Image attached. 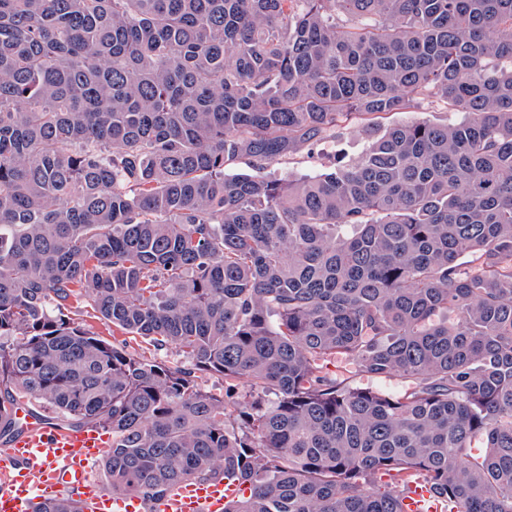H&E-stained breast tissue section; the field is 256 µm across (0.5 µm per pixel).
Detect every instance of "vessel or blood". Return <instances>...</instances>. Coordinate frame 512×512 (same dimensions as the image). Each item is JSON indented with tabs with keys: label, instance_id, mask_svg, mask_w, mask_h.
Masks as SVG:
<instances>
[{
	"label": "vessel or blood",
	"instance_id": "vessel-or-blood-1",
	"mask_svg": "<svg viewBox=\"0 0 512 512\" xmlns=\"http://www.w3.org/2000/svg\"><path fill=\"white\" fill-rule=\"evenodd\" d=\"M18 433L0 447V512H35L43 502L71 496L84 512H224L238 493V482L186 481L161 496L130 502L113 498L91 475V464L108 438L94 426L67 427L35 414L15 411ZM408 512H439L434 493L416 487Z\"/></svg>",
	"mask_w": 512,
	"mask_h": 512
}]
</instances>
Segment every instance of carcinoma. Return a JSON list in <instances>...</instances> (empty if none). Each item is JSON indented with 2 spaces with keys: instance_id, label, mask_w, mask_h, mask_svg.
I'll list each match as a JSON object with an SVG mask.
<instances>
[{
  "instance_id": "cac0c4a2",
  "label": "carcinoma",
  "mask_w": 512,
  "mask_h": 512,
  "mask_svg": "<svg viewBox=\"0 0 512 512\" xmlns=\"http://www.w3.org/2000/svg\"><path fill=\"white\" fill-rule=\"evenodd\" d=\"M426 101L462 119L384 123ZM353 116L355 162L266 173ZM23 402L112 433L114 495L512 512V0H0L1 439ZM70 316L111 344L120 345L126 339L127 350L137 357L166 360L171 366L180 365L184 361L173 345L157 349L148 340L138 336L133 339L131 335L122 333L113 328L112 325L104 324L94 316V312L86 300L78 304L74 303ZM328 371L336 376L338 379H346L347 382L359 386L370 387L374 390L387 393L397 394L404 390L408 382L397 376L381 378V379H367L361 375L351 373L352 370L344 360L336 359L328 362ZM413 490L415 493L405 500L408 512H440V504L428 486H413Z\"/></svg>"
}]
</instances>
